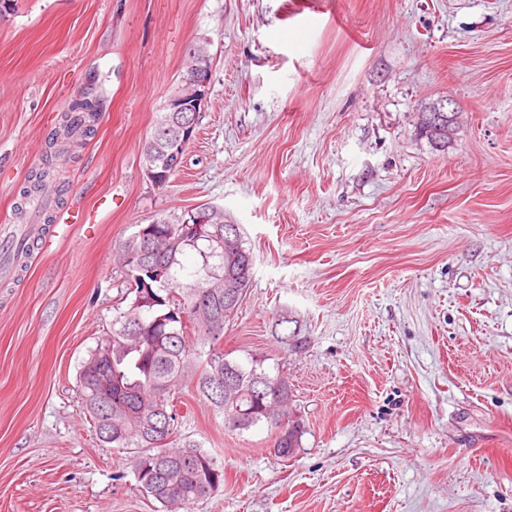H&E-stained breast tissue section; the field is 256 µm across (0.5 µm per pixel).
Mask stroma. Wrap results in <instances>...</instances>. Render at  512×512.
Returning a JSON list of instances; mask_svg holds the SVG:
<instances>
[{"instance_id":"35a3bbf8","label":"stroma","mask_w":512,"mask_h":512,"mask_svg":"<svg viewBox=\"0 0 512 512\" xmlns=\"http://www.w3.org/2000/svg\"><path fill=\"white\" fill-rule=\"evenodd\" d=\"M202 39L210 95L159 189L143 144ZM89 91L95 136L51 154ZM440 99L443 151L417 135ZM43 167L81 221L0 280V512H163L77 376L130 302L119 245L201 203L254 256L224 351L283 370L303 435L280 460L183 383L182 430L224 465L191 512H512V0H12L0 225Z\"/></svg>"}]
</instances>
